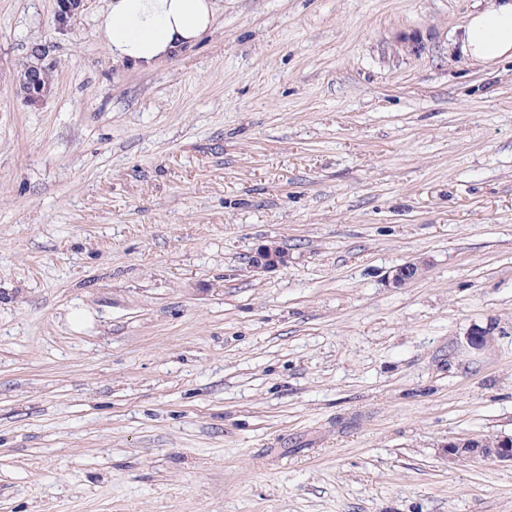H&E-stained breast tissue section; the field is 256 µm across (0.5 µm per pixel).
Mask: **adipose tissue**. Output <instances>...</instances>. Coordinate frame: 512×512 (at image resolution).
<instances>
[{
    "label": "adipose tissue",
    "mask_w": 512,
    "mask_h": 512,
    "mask_svg": "<svg viewBox=\"0 0 512 512\" xmlns=\"http://www.w3.org/2000/svg\"><path fill=\"white\" fill-rule=\"evenodd\" d=\"M215 16V0H111L99 32L112 58L150 67L197 42ZM461 47L484 65L512 59V0L473 13Z\"/></svg>",
    "instance_id": "1"
}]
</instances>
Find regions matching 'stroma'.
<instances>
[{
  "mask_svg": "<svg viewBox=\"0 0 512 512\" xmlns=\"http://www.w3.org/2000/svg\"><path fill=\"white\" fill-rule=\"evenodd\" d=\"M56 3L0 0V512H512V464L446 450L512 436L484 0H218L149 71L102 44L109 0ZM36 62L27 63L21 71V80L25 85V102L31 105L43 102L51 93L41 83V72L44 60V53L39 48L32 51L31 54ZM287 264L288 255L286 253L276 252L266 245L257 248L249 260V267L258 273L283 267ZM422 271V264L408 262L393 268L388 274V280L394 287L398 288L417 279Z\"/></svg>",
  "mask_w": 512,
  "mask_h": 512,
  "instance_id": "35a3bbf8",
  "label": "stroma"
}]
</instances>
